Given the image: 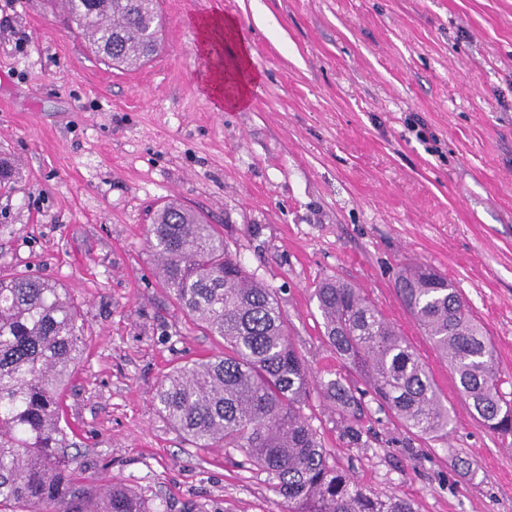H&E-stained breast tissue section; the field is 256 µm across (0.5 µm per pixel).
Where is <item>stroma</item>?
<instances>
[{
	"instance_id": "35a3bbf8",
	"label": "stroma",
	"mask_w": 512,
	"mask_h": 512,
	"mask_svg": "<svg viewBox=\"0 0 512 512\" xmlns=\"http://www.w3.org/2000/svg\"><path fill=\"white\" fill-rule=\"evenodd\" d=\"M134 71L88 50L65 9L0 0V269L67 288L85 313L64 398L82 460L167 512H285L242 452L188 445L159 415L173 367L221 354L163 288L147 246L170 198L218 225L273 288L321 380L355 371L312 292L361 288L431 373L453 422L413 435L364 398L313 396L330 464L416 512H512V437L471 416L448 362L396 292L402 267L448 278L512 381V0H160ZM235 17L262 81L250 106L203 93L198 17ZM361 433L353 441L349 428Z\"/></svg>"
}]
</instances>
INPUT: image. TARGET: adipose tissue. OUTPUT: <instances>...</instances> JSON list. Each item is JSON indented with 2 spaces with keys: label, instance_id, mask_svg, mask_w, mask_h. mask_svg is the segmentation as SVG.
Returning <instances> with one entry per match:
<instances>
[{
  "label": "adipose tissue",
  "instance_id": "obj_1",
  "mask_svg": "<svg viewBox=\"0 0 512 512\" xmlns=\"http://www.w3.org/2000/svg\"><path fill=\"white\" fill-rule=\"evenodd\" d=\"M199 50L212 56L215 45L233 43L228 57L220 59L205 77L203 88L215 110L242 109L249 105L254 87L260 77L253 67L252 51L238 37V24L229 15L214 14L200 18Z\"/></svg>",
  "mask_w": 512,
  "mask_h": 512
}]
</instances>
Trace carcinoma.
<instances>
[{
	"label": "carcinoma",
	"instance_id": "cac0c4a2",
	"mask_svg": "<svg viewBox=\"0 0 512 512\" xmlns=\"http://www.w3.org/2000/svg\"><path fill=\"white\" fill-rule=\"evenodd\" d=\"M80 35L114 68L141 65L159 46L158 0H65ZM149 247L163 287L224 354L174 368L156 389L167 423L196 448L240 450L266 474L288 512H414L359 487L328 463L304 415L320 390L343 416L372 398L413 434L448 433L452 416L433 378L397 328L360 289L337 278L314 290L323 333L369 390L317 381L288 334L275 291L248 273L224 235L169 200L153 214ZM396 286L435 349L448 358L461 393L490 433L512 436V395L470 307L426 266ZM85 318L53 281L0 272V512H152L135 489L114 485L79 461L63 395L84 350Z\"/></svg>",
	"mask_w": 512,
	"mask_h": 512
}]
</instances>
